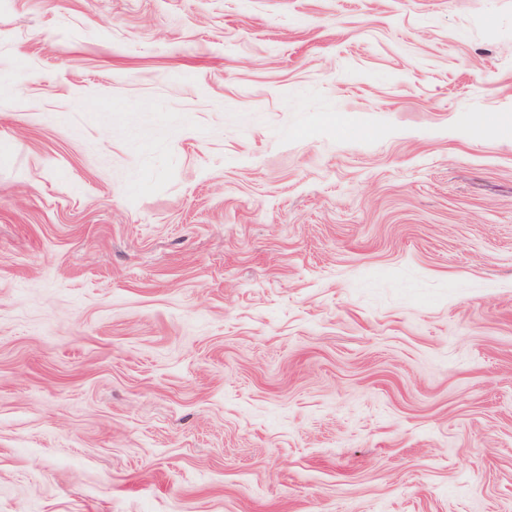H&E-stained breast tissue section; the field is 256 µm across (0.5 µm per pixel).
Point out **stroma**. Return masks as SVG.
Wrapping results in <instances>:
<instances>
[{"label": "stroma", "mask_w": 512, "mask_h": 512, "mask_svg": "<svg viewBox=\"0 0 512 512\" xmlns=\"http://www.w3.org/2000/svg\"><path fill=\"white\" fill-rule=\"evenodd\" d=\"M0 512H512V0H0Z\"/></svg>", "instance_id": "1"}]
</instances>
